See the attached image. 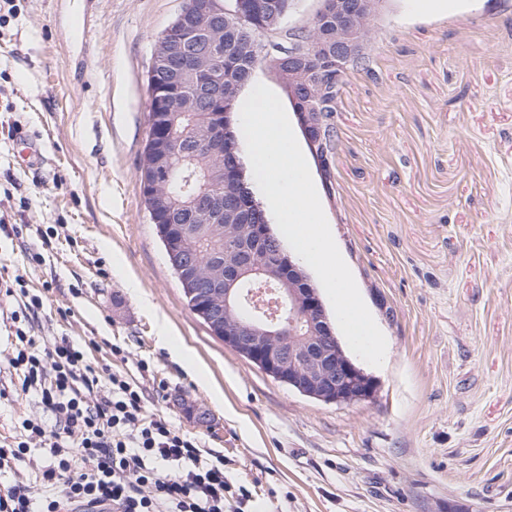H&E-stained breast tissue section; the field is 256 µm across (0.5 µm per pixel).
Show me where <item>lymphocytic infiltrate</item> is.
<instances>
[{
    "label": "lymphocytic infiltrate",
    "mask_w": 512,
    "mask_h": 512,
    "mask_svg": "<svg viewBox=\"0 0 512 512\" xmlns=\"http://www.w3.org/2000/svg\"><path fill=\"white\" fill-rule=\"evenodd\" d=\"M10 363L22 375L23 391L34 392L55 423L27 421L25 440L0 448V467L29 446L45 451L39 486L1 489L0 512H245L252 495L232 487L223 461L203 460L193 439L148 416L141 394L97 370L80 347L64 340L39 351L22 335ZM103 379L110 395L89 401ZM76 459L82 468L75 475ZM59 480L61 494H48Z\"/></svg>",
    "instance_id": "obj_1"
}]
</instances>
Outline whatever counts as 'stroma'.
Returning <instances> with one entry per match:
<instances>
[{
    "mask_svg": "<svg viewBox=\"0 0 512 512\" xmlns=\"http://www.w3.org/2000/svg\"><path fill=\"white\" fill-rule=\"evenodd\" d=\"M185 4L0 0V278L18 286L0 299V446L44 416L8 364L22 329L141 390L258 512H512V0H384L371 68L340 90L315 187L387 340L352 405L214 336L145 208L148 71ZM20 127L39 168L17 161Z\"/></svg>",
    "mask_w": 512,
    "mask_h": 512,
    "instance_id": "stroma-1",
    "label": "stroma"
}]
</instances>
